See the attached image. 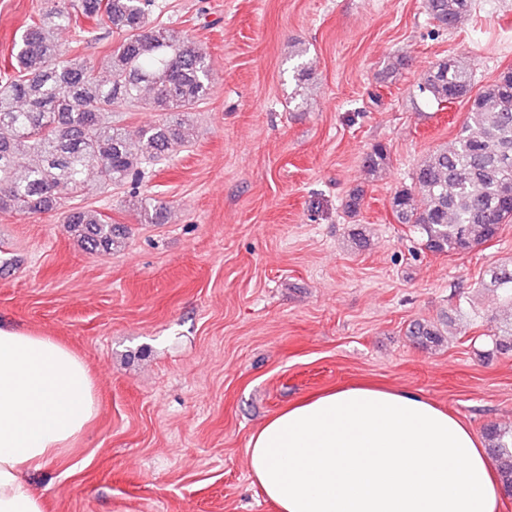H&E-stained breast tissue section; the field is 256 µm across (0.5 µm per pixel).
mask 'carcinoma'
<instances>
[{"mask_svg":"<svg viewBox=\"0 0 512 512\" xmlns=\"http://www.w3.org/2000/svg\"><path fill=\"white\" fill-rule=\"evenodd\" d=\"M435 26L463 23L472 0H423ZM154 0H51L29 19L15 44L12 72L0 77V213H45L65 196L86 188L95 175L104 187L130 185L143 220L158 224L168 206L140 195L142 168L171 156L186 140L187 120L160 119L135 130L112 123L122 105L150 112L188 113L210 89L211 61L202 46L181 33L149 23ZM74 28L80 41L99 40L108 27L120 41L104 65L75 55L61 59L58 30ZM420 92L439 109L469 104L454 143L433 150L416 164L411 182L390 200L397 223L418 234L434 254L471 252L512 223V66L476 87L472 68L449 58L436 63ZM388 156L377 145L367 153V171L385 169ZM64 222L89 252H110L125 235L94 210L73 208ZM489 286L512 300V269L491 270ZM413 341L439 340L431 324L417 322ZM489 453L504 490L512 494V434L484 428Z\"/></svg>","mask_w":512,"mask_h":512,"instance_id":"carcinoma-1","label":"carcinoma"}]
</instances>
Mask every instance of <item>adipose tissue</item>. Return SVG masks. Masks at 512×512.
<instances>
[{
  "instance_id": "1",
  "label": "adipose tissue",
  "mask_w": 512,
  "mask_h": 512,
  "mask_svg": "<svg viewBox=\"0 0 512 512\" xmlns=\"http://www.w3.org/2000/svg\"><path fill=\"white\" fill-rule=\"evenodd\" d=\"M97 413L82 360L50 336L0 326V512H46L28 476ZM277 512H500L496 467L470 428L412 392L352 385L276 414L247 448Z\"/></svg>"
}]
</instances>
